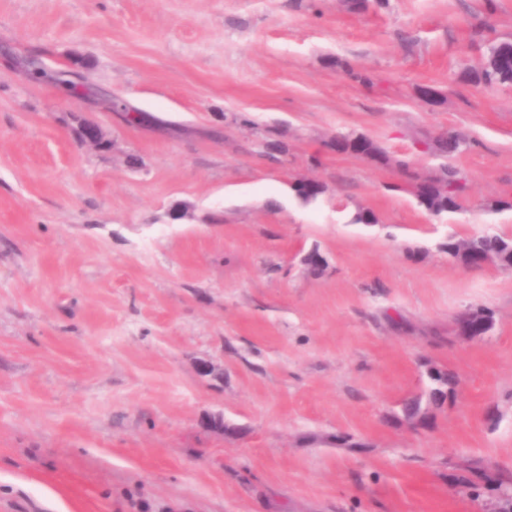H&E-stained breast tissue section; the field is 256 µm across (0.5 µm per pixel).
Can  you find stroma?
<instances>
[{"mask_svg":"<svg viewBox=\"0 0 512 512\" xmlns=\"http://www.w3.org/2000/svg\"><path fill=\"white\" fill-rule=\"evenodd\" d=\"M490 37L512 0H0V512H502L512 268L445 249L512 237V84L461 80ZM444 128L466 200L434 216L395 163L434 175ZM359 142L363 145L361 151L356 150ZM330 146L336 153L359 154L382 164H386L389 160L386 152L380 146L367 138L361 139V135L336 136ZM431 379L435 382V387L428 394L431 404L441 405L447 401V392H452L456 386V378L451 372L435 371L431 374Z\"/></svg>","mask_w":512,"mask_h":512,"instance_id":"1","label":"stroma"}]
</instances>
